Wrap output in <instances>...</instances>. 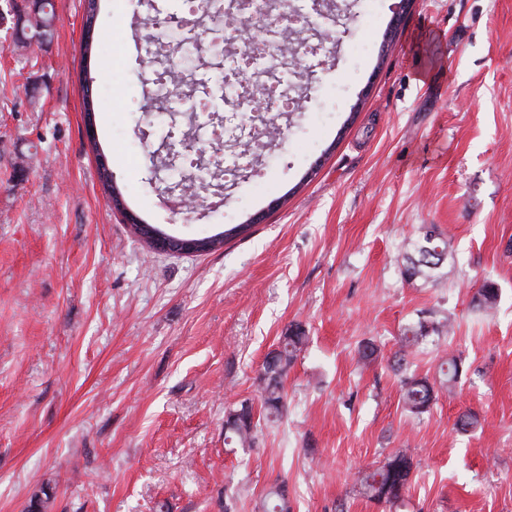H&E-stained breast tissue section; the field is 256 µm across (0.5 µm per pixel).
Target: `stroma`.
Listing matches in <instances>:
<instances>
[{"instance_id":"35a3bbf8","label":"stroma","mask_w":512,"mask_h":512,"mask_svg":"<svg viewBox=\"0 0 512 512\" xmlns=\"http://www.w3.org/2000/svg\"><path fill=\"white\" fill-rule=\"evenodd\" d=\"M348 2L314 17L325 53L299 55L303 84L274 74L299 109L277 117L257 176L191 213L153 173L183 113L152 79L209 86L231 62L155 53L152 18L178 0H100L90 38L87 0H53L51 37L21 53L0 31V512L45 483L46 512H258L279 478L291 512H391L357 477L401 448L415 468L398 512H512V0ZM100 153L142 223L248 231L200 255L153 249L104 192ZM431 224L454 260L406 281ZM488 279L501 299L484 316ZM425 311L455 332L416 349L413 371L458 356L467 376L416 419L389 361ZM293 323L309 340L286 413L252 447L225 444L230 409L261 413V365ZM366 341L379 356L362 364ZM466 411L471 432L455 427ZM501 297V289L493 280H485L480 288H478L475 299L474 307L479 311H489L499 303Z\"/></svg>"}]
</instances>
